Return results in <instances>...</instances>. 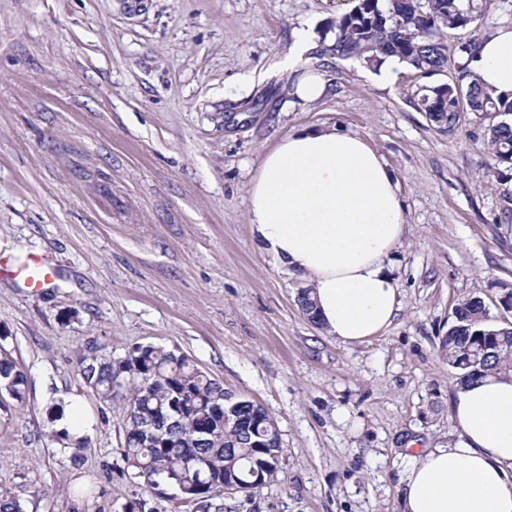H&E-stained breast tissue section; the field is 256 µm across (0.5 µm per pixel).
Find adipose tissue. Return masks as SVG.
I'll list each match as a JSON object with an SVG mask.
<instances>
[{"mask_svg": "<svg viewBox=\"0 0 512 512\" xmlns=\"http://www.w3.org/2000/svg\"><path fill=\"white\" fill-rule=\"evenodd\" d=\"M494 94L512 93V24L483 34L472 64ZM264 252L304 282L322 328L346 344L383 335L401 309L392 257L406 231L399 184L368 139L302 129L267 152L249 192ZM450 445L412 456L403 512H512V379L458 390Z\"/></svg>", "mask_w": 512, "mask_h": 512, "instance_id": "ef3b65f1", "label": "adipose tissue"}]
</instances>
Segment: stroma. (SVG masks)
I'll return each mask as SVG.
<instances>
[{"mask_svg": "<svg viewBox=\"0 0 512 512\" xmlns=\"http://www.w3.org/2000/svg\"><path fill=\"white\" fill-rule=\"evenodd\" d=\"M352 0H0V487L23 512H198L149 489L121 455L124 418L80 375L85 356L182 353L281 434L276 481L209 512H402L409 455L458 435L440 341L464 299L512 323V224L481 128L449 135L352 61L325 95L293 94L283 61ZM368 138L399 182L402 309L348 345L311 323L301 282L263 252L248 192L265 151L308 126ZM46 258L54 282L20 271ZM83 427L62 437L72 406ZM81 442L73 461L72 442ZM0 387L17 401H23L25 394V376L17 364L8 357L0 358Z\"/></svg>", "mask_w": 512, "mask_h": 512, "instance_id": "stroma-1", "label": "stroma"}]
</instances>
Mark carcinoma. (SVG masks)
<instances>
[{"instance_id": "cac0c4a2", "label": "carcinoma", "mask_w": 512, "mask_h": 512, "mask_svg": "<svg viewBox=\"0 0 512 512\" xmlns=\"http://www.w3.org/2000/svg\"><path fill=\"white\" fill-rule=\"evenodd\" d=\"M492 8L512 17V0H357L326 25L320 45L323 54L371 72H379L384 58L392 56L418 78L443 76L444 39L478 24ZM478 49L476 35L460 43L451 76L416 85L408 100L448 134L459 129L464 112L498 117L484 128L482 139L493 161L487 172L501 186L503 219L512 223V98L480 84L470 68ZM440 349L462 386L512 374V324L490 323L478 296L456 307ZM82 366L85 382L103 398L123 400L120 451L148 486L165 483L174 498L206 512L215 494L229 486L251 491L277 478L282 448L275 420L261 404L226 391L187 357L147 345L114 364L85 360ZM0 388L23 401L24 373L6 356L0 358Z\"/></svg>"}]
</instances>
